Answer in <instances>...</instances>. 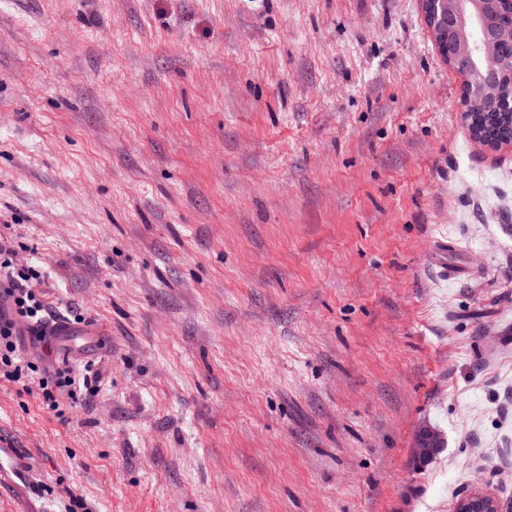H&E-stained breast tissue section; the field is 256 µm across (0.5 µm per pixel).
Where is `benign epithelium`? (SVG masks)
I'll list each match as a JSON object with an SVG mask.
<instances>
[{
  "label": "benign epithelium",
  "mask_w": 512,
  "mask_h": 512,
  "mask_svg": "<svg viewBox=\"0 0 512 512\" xmlns=\"http://www.w3.org/2000/svg\"><path fill=\"white\" fill-rule=\"evenodd\" d=\"M422 0L427 26L441 58L463 78L461 118L473 142L485 149L512 145V0ZM482 98L483 112L471 111ZM442 443L422 427L414 453L427 460ZM453 512H502L500 500L476 488L453 502Z\"/></svg>",
  "instance_id": "obj_1"
}]
</instances>
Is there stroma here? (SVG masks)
I'll list each match as a JSON object with an SVG mask.
<instances>
[{"instance_id":"stroma-1","label":"stroma","mask_w":512,"mask_h":512,"mask_svg":"<svg viewBox=\"0 0 512 512\" xmlns=\"http://www.w3.org/2000/svg\"><path fill=\"white\" fill-rule=\"evenodd\" d=\"M461 93L421 0H0V234L105 338L66 420L0 381V512L512 502V149ZM442 443L440 433L430 427H422L417 433L414 453L417 458L427 460L434 455ZM500 500L482 488H475L469 494L456 498L453 512H502Z\"/></svg>"}]
</instances>
